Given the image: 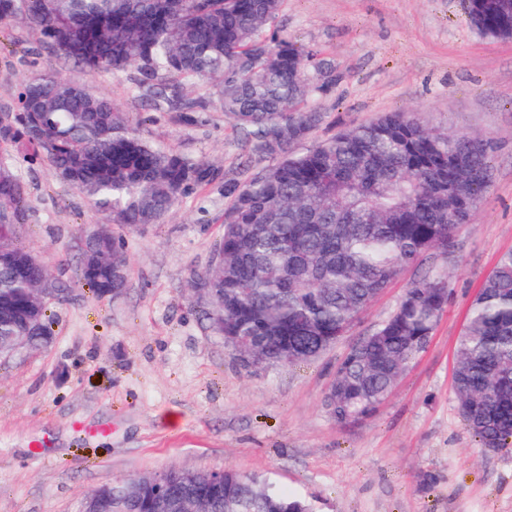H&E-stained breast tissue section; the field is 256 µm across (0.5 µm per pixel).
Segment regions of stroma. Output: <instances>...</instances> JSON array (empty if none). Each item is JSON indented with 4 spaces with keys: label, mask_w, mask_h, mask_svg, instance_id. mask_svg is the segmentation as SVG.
Masks as SVG:
<instances>
[{
    "label": "stroma",
    "mask_w": 512,
    "mask_h": 512,
    "mask_svg": "<svg viewBox=\"0 0 512 512\" xmlns=\"http://www.w3.org/2000/svg\"><path fill=\"white\" fill-rule=\"evenodd\" d=\"M465 9V0H285L277 20L323 49L339 76L319 102L322 125L296 151L388 112L490 146L491 186L456 232L430 343L354 424L337 425L323 406L336 367L424 266L405 270L318 358L253 370L213 334L206 298L191 288L223 235L225 181L246 180L257 159L223 112L186 124L132 94L133 71L90 78L143 139L217 170L161 223L123 232L128 280L114 298L78 281L81 249L108 230L106 218L49 166L14 158L27 199L19 242L64 293L47 308L50 343L0 360V512H77L92 488L172 468L262 475L316 512H512V444L482 448L452 380L472 300L512 251V37L480 33ZM33 74L82 72L22 24L0 25V106Z\"/></svg>",
    "instance_id": "1"
}]
</instances>
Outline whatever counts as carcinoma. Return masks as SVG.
I'll return each mask as SVG.
<instances>
[{
  "label": "carcinoma",
  "instance_id": "carcinoma-1",
  "mask_svg": "<svg viewBox=\"0 0 512 512\" xmlns=\"http://www.w3.org/2000/svg\"><path fill=\"white\" fill-rule=\"evenodd\" d=\"M284 0H15L16 18L39 44L88 76L137 72L133 89L155 110L193 124L218 109L241 139L269 159L244 182L224 183V232L194 280L206 287L204 317L223 341L245 338L271 365L324 352L408 266L437 261L405 289L396 309L342 357L323 404L338 424L371 416L422 353L448 301L444 263L459 225L470 221L491 179L489 146L389 112L296 153L320 126L315 102L336 72L325 53L277 27ZM467 18L478 31L512 36V0H490ZM0 142L30 165L45 164L122 228L158 224L178 200L208 183L213 165L143 140L112 99L60 75L25 80ZM25 187L0 157V241L18 256ZM128 269L122 238L88 239L79 283L100 295L109 263ZM41 263L0 265V349L12 351L27 321L28 289ZM460 415L484 448L512 440V253L497 262L473 300L455 351ZM190 469L126 477L106 489L125 512H155L159 497L188 493ZM195 512H314L268 478L224 471L196 476Z\"/></svg>",
  "mask_w": 512,
  "mask_h": 512
}]
</instances>
